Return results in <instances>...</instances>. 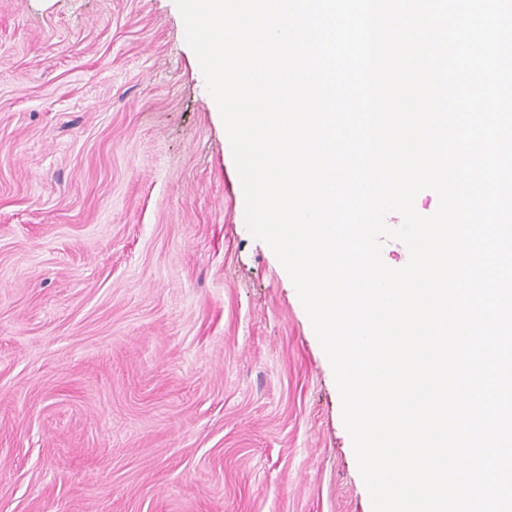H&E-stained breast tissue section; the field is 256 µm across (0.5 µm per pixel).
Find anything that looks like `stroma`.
I'll return each instance as SVG.
<instances>
[{
	"label": "stroma",
	"mask_w": 512,
	"mask_h": 512,
	"mask_svg": "<svg viewBox=\"0 0 512 512\" xmlns=\"http://www.w3.org/2000/svg\"><path fill=\"white\" fill-rule=\"evenodd\" d=\"M0 512H372L175 0H0Z\"/></svg>",
	"instance_id": "1"
}]
</instances>
